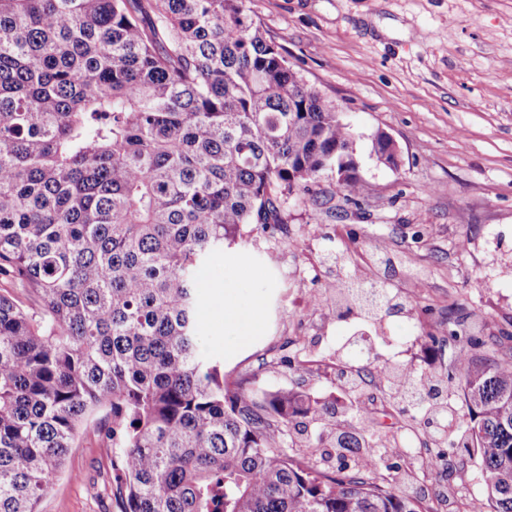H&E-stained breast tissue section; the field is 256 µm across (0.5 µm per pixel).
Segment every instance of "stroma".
<instances>
[{"mask_svg":"<svg viewBox=\"0 0 512 512\" xmlns=\"http://www.w3.org/2000/svg\"><path fill=\"white\" fill-rule=\"evenodd\" d=\"M248 14L280 46L290 66L335 104L359 133L357 160L365 192L345 203L335 174L322 187L329 209L292 204L277 233L243 229L245 243L208 257L196 273L197 323L208 355L224 358V378L263 389L303 386L349 403L337 354L347 336H372L380 359L440 373L458 418L468 416L452 366L468 341L512 348V0H246ZM385 131L400 163L377 162L371 137ZM385 260L374 263L375 245ZM350 274L384 279L405 302L402 313L371 325L337 316L327 283L328 256ZM492 285L477 289L476 277ZM257 304L264 332L252 348L224 357L225 279ZM320 305L307 302L310 293ZM369 432L397 433L413 461L390 458L408 473L432 512L445 500L489 512L478 462L463 458L452 476L426 470L431 450L419 421L395 411L386 388L372 384ZM115 449L80 438L66 472L41 512H122Z\"/></svg>","mask_w":512,"mask_h":512,"instance_id":"obj_1","label":"stroma"}]
</instances>
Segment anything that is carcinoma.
I'll return each instance as SVG.
<instances>
[{
  "instance_id": "1",
  "label": "carcinoma",
  "mask_w": 512,
  "mask_h": 512,
  "mask_svg": "<svg viewBox=\"0 0 512 512\" xmlns=\"http://www.w3.org/2000/svg\"><path fill=\"white\" fill-rule=\"evenodd\" d=\"M245 0H0V512H38L76 439L120 449L123 512H430L380 475L390 448L308 390L224 383L200 350L195 270L246 224L358 207L357 137ZM330 284L377 323L403 303ZM364 371L477 456L512 512V351L463 352L469 422L432 372ZM106 410L107 419L91 418ZM315 448L362 465L326 470Z\"/></svg>"
}]
</instances>
